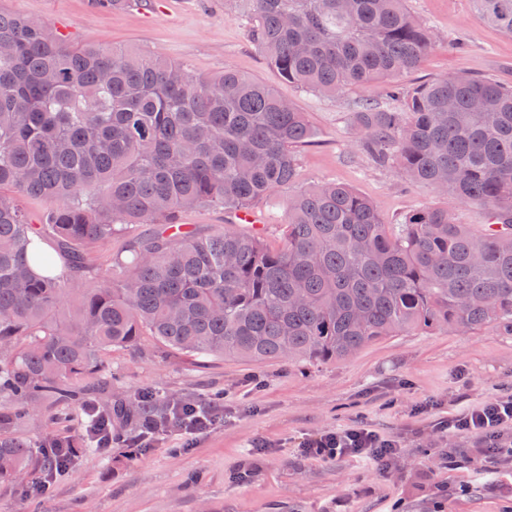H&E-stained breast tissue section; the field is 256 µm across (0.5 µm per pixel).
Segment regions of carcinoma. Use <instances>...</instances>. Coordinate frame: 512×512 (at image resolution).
Masks as SVG:
<instances>
[{"label":"carcinoma","mask_w":512,"mask_h":512,"mask_svg":"<svg viewBox=\"0 0 512 512\" xmlns=\"http://www.w3.org/2000/svg\"><path fill=\"white\" fill-rule=\"evenodd\" d=\"M282 79L321 96L415 70L434 46L406 0H234ZM512 35V0H478ZM0 483L34 481L51 456L11 430L41 403L150 336L198 357L341 361L410 332L512 336V86L468 75L393 87L398 107L351 113L358 147L403 178L477 204L480 233L442 207L388 230L354 189L288 197L284 245L262 234L168 233L200 206L253 210L294 185L315 131L272 87L207 78L145 50L73 46L43 20L0 11ZM44 204L39 222L18 198ZM128 240L100 274L95 249ZM53 240L68 273L35 236ZM46 270L42 276L34 265ZM70 462L90 450L54 441Z\"/></svg>","instance_id":"carcinoma-1"}]
</instances>
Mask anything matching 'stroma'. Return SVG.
I'll use <instances>...</instances> for the list:
<instances>
[{"instance_id": "1", "label": "stroma", "mask_w": 512, "mask_h": 512, "mask_svg": "<svg viewBox=\"0 0 512 512\" xmlns=\"http://www.w3.org/2000/svg\"><path fill=\"white\" fill-rule=\"evenodd\" d=\"M141 9L101 8L94 0H0V9L46 21L75 45L146 49L209 77L237 71L275 88L318 131L298 150L297 186L336 182L369 198L388 224L423 206L448 208L482 229L475 205L405 181L376 166L351 138L348 119L363 105L391 107L388 84L374 81L336 98L281 79L241 13L224 0H141ZM435 45L412 72L411 88L467 74L512 85V37L485 19L476 0H408ZM111 379L91 381V400L112 414L110 453L91 451L53 475L48 489L0 484V512H512V457L493 459L471 435L436 421L512 395V336L492 327L469 334L435 330L372 342L333 363L198 360L151 338L113 349ZM154 391L163 404L219 398L224 415L210 431L156 434L128 448L132 420L122 408ZM78 407L43 403L15 437L36 443L82 435ZM366 427L395 439L386 472L365 459L301 456L300 442L326 430Z\"/></svg>"}]
</instances>
